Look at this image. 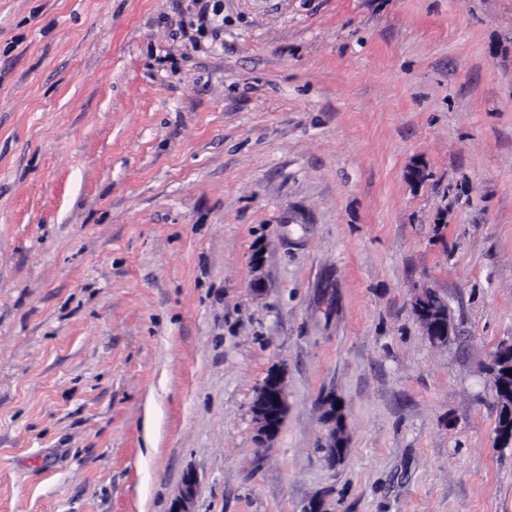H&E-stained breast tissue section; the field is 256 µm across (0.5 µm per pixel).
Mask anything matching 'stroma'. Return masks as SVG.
<instances>
[{"label": "stroma", "instance_id": "35a3bbf8", "mask_svg": "<svg viewBox=\"0 0 512 512\" xmlns=\"http://www.w3.org/2000/svg\"><path fill=\"white\" fill-rule=\"evenodd\" d=\"M223 3L0 0V512H512V0ZM435 299L433 291L421 290L414 296L413 310L421 317L416 315L432 342L448 344V341L454 336V330L448 318V309H440ZM503 369L502 382L505 386L501 396H497V407L505 423L512 422V375H506L505 371L512 372V344L505 345L497 350L491 360L489 371L492 374L497 369ZM288 407L284 369L276 366L269 370L256 389L251 414L261 440H272L279 432L280 419ZM330 403L334 404V411L331 410ZM326 406H327V408L325 410V418H326V422L328 423L329 427H328L327 434L325 436V441H326L325 449L327 451L328 460L333 463V462H336V452L340 450L338 445L339 444L345 445L346 436H345V430L342 429L340 431L341 437L336 436V448L332 446L331 432H332L333 428L335 427V424L338 423L340 416H337V418H336V400H335V398L328 399L326 401Z\"/></svg>", "mask_w": 512, "mask_h": 512}]
</instances>
